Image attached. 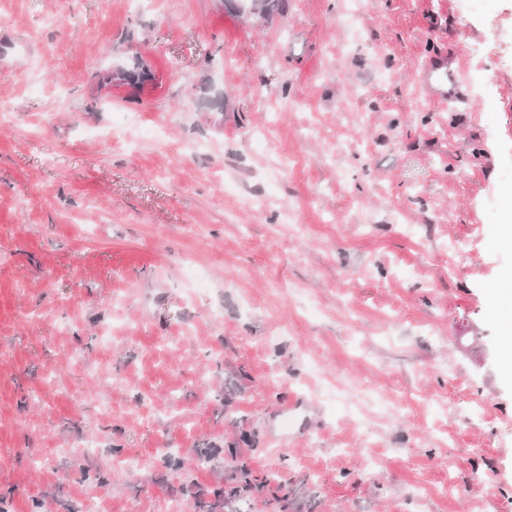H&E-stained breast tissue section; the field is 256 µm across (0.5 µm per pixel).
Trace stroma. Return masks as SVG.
<instances>
[{
  "mask_svg": "<svg viewBox=\"0 0 512 512\" xmlns=\"http://www.w3.org/2000/svg\"><path fill=\"white\" fill-rule=\"evenodd\" d=\"M511 165L512 0H0V500L512 512ZM418 82L429 96L440 104H447L460 93V82L452 71L448 57L434 58L418 74Z\"/></svg>",
  "mask_w": 512,
  "mask_h": 512,
  "instance_id": "stroma-1",
  "label": "stroma"
}]
</instances>
